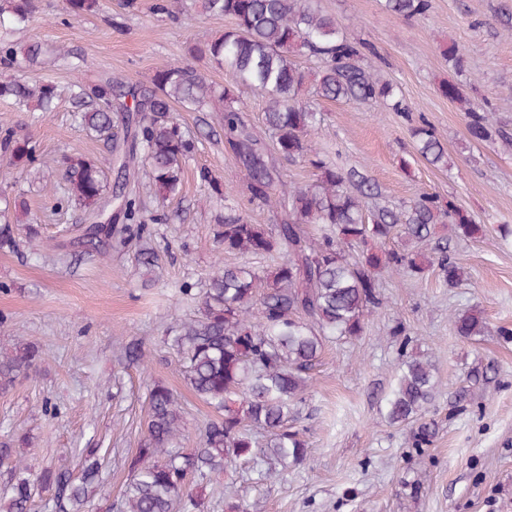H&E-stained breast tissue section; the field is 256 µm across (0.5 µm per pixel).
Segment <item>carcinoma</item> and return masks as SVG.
Here are the masks:
<instances>
[{
    "label": "carcinoma",
    "instance_id": "carcinoma-1",
    "mask_svg": "<svg viewBox=\"0 0 512 512\" xmlns=\"http://www.w3.org/2000/svg\"><path fill=\"white\" fill-rule=\"evenodd\" d=\"M102 7L101 0H66L71 20ZM384 7L410 19L427 15L432 0H385ZM36 8V0H0V65L15 70L0 80V99L48 114L56 108L58 88L30 77L47 48L39 41L20 46L1 36L27 25ZM200 8L234 22L220 37L198 40L194 51L210 68L231 71L236 86L216 95L206 76L189 63L162 65L150 86L110 77L75 82L69 89L74 114L112 152L117 179L108 185L93 160L69 151L61 157L64 200L92 222L81 235L89 255L102 253L112 238V230L102 225L110 211L112 219L128 225L135 239H151L148 222L162 223L167 217L149 211L143 194L161 202L178 196L186 159L194 150L173 108H196L215 95V111L224 113V145L245 172L248 201L276 209L281 223L271 228L252 223L232 190L202 169L199 177L210 195L224 199V220L214 225V238L226 253H277L282 258L271 271L247 263L218 264L201 295L198 315L172 328L184 380L219 419L206 424L193 452L184 453L178 398L168 386L154 383L148 393L146 431L128 463V483L111 503V512H204L203 489L212 476L224 474L231 488L242 461L262 462L261 479L301 464L308 448L289 423L300 414L310 373L327 338L360 336L366 318L382 307L381 276H418L432 269L450 287L467 280L464 268L440 241L430 256L385 250L382 244L400 232L411 241L428 243L439 224L453 225L462 239H476L482 232L468 212L433 194L380 205L382 190L374 179L315 151L311 137L321 124L317 100L410 111L396 87L383 81L369 62L375 51L348 38L317 0H200ZM304 57L317 64L308 99L301 96L309 78L301 65ZM448 63L458 74L466 72V58L453 43L448 44ZM241 87L267 101L265 131L281 157L310 165L311 181L287 184L242 115ZM441 92L450 101H467L465 84L447 82ZM465 112L473 139L498 138L512 146V135L492 112L471 106ZM412 134L429 164L448 166L447 153L427 121ZM3 152L11 165L38 172L40 162L29 136L6 132ZM3 200L0 249L10 250L16 240L7 213L12 209L25 214L28 208L21 196ZM453 325L465 339L480 336L487 328L476 308L456 314ZM39 357V348L21 339L0 350V394L10 392ZM436 389L433 365L417 353L403 354L385 409L390 422L410 427L415 448L433 442L434 425L425 414ZM0 466L9 474L0 489V512H31L37 497L47 501L51 512H87L103 484L98 448L82 450L76 475L55 465L34 471L11 448H0Z\"/></svg>",
    "mask_w": 512,
    "mask_h": 512
}]
</instances>
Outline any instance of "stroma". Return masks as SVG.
<instances>
[{
  "label": "stroma",
  "instance_id": "1",
  "mask_svg": "<svg viewBox=\"0 0 512 512\" xmlns=\"http://www.w3.org/2000/svg\"><path fill=\"white\" fill-rule=\"evenodd\" d=\"M383 0H319L353 40L377 50L373 64L397 89L410 114L370 105L321 101L324 121L313 145L337 162L366 170L386 202L398 204L430 193L468 211L483 234L454 238L439 225L467 271V284L451 288L436 272L383 276L386 304L361 336L326 342L312 372L296 427L306 440V460L264 480L256 464L242 465L237 493L223 477L206 488L205 512H512V243L499 233L512 225V149L472 139L464 112L440 92L456 80L445 51L464 52L470 99L512 129V0H433L428 16L406 19L386 11ZM138 0L134 11L104 0L103 11L66 21L64 0H39L38 10L14 39L73 50L80 70L46 64L39 75L62 96L55 112H21L0 99V131L32 136L41 168L29 176L0 156V187L23 193L28 215L15 225L14 251L0 250V344L20 338L37 344L33 372L0 396V445L37 467H77L86 447L105 450V482L90 512H107L129 478L147 423L153 382L177 393L184 409V449L194 448L214 411L186 385L170 329L195 315L216 262L239 263L223 253L212 227L224 212L209 201L198 178L208 169L246 202L243 175L224 146L218 112L176 109L195 144L183 173V191L163 209L169 223L155 227L158 261L144 269L134 246L84 255L78 242L84 215L62 200L64 151L76 149L115 178L106 147L73 116L66 96L74 81L109 73L149 84L167 62H192L215 87L230 85L228 71L210 69L191 49L197 34H223L224 16L201 14L198 0H173L184 18L175 21ZM427 120L448 153V167L419 154L412 129ZM476 307L488 335L457 336L455 312ZM403 335H393L395 325ZM141 342L142 365L128 363L123 347ZM420 352L435 366L438 393L428 415L436 422L433 444L414 448L406 427L386 419L384 398L403 353Z\"/></svg>",
  "mask_w": 512,
  "mask_h": 512
}]
</instances>
